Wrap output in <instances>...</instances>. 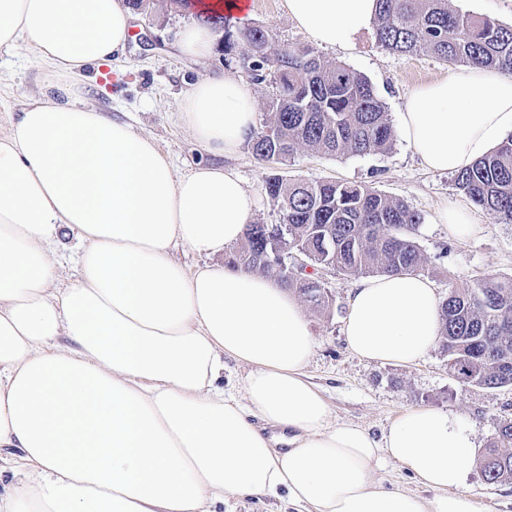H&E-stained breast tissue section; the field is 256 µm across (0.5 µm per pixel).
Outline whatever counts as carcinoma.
I'll return each mask as SVG.
<instances>
[{
    "mask_svg": "<svg viewBox=\"0 0 512 512\" xmlns=\"http://www.w3.org/2000/svg\"><path fill=\"white\" fill-rule=\"evenodd\" d=\"M378 3L376 37L383 48L512 74V26L462 14L448 0ZM199 19L224 31V56L243 45L242 64L274 76L277 95L270 119L249 138L259 162L282 163L301 145L332 157L391 150L388 114L363 75L321 61L308 47L279 45L260 25L235 29L226 16L209 13ZM454 185L497 222L512 224V136L455 173ZM264 188L280 206L279 224L246 225L227 264L271 275L315 308H327L329 295L314 275L287 276L267 262V254L297 249L312 265H331L353 277L413 273L422 265L412 237L422 217L399 199L362 185L279 174L267 177ZM440 316V346L457 379L512 387V277L488 275L451 286ZM482 472L490 483L512 481V421L498 427Z\"/></svg>",
    "mask_w": 512,
    "mask_h": 512,
    "instance_id": "1",
    "label": "carcinoma"
}]
</instances>
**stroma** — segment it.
Masks as SVG:
<instances>
[{"label":"stroma","instance_id":"stroma-1","mask_svg":"<svg viewBox=\"0 0 512 512\" xmlns=\"http://www.w3.org/2000/svg\"><path fill=\"white\" fill-rule=\"evenodd\" d=\"M281 3L253 0L252 23L267 29L278 43L313 47L323 60L345 64L366 77L386 106L394 145L386 153L337 158L300 146L286 163L276 165V173L305 181L364 184L418 211L422 222L414 238L423 256L419 273L433 283L438 298H446L450 286L462 280L485 275L511 277L512 224L497 223L477 206L473 213L479 222L478 232L450 237L439 213L467 203L468 198L456 189L452 174L424 169L402 136L400 114L409 95L422 84L454 73V66L426 54L389 52L377 44L371 31L358 37L347 51L312 46ZM195 20L193 12L173 0H152L148 11L136 12L126 48L112 61V73L77 89L87 104L153 138L179 175L211 159L182 118V105L199 80L230 75L249 81L260 128L277 92L272 76L254 80L236 62H225L221 53L202 61L183 57L177 47L179 32ZM45 83L44 74L32 67L26 45L0 50L1 132L7 129L11 114L20 112ZM220 162L234 169L256 194L254 223H278L279 207L263 187L267 170L254 159L250 147L242 146ZM318 278L328 290L330 305L323 311L305 310L315 340L306 373L326 399L334 420L361 426L378 436L407 410L435 408L460 418L472 431L478 454H485L499 424L512 419V388L460 383L448 370L447 355L436 345L418 362L407 365L358 357L348 349L343 335L354 278L327 266L319 267ZM466 488L479 512H512V483L487 482L480 463H473Z\"/></svg>","mask_w":512,"mask_h":512}]
</instances>
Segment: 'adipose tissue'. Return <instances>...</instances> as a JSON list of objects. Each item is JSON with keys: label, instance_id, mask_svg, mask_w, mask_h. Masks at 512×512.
Wrapping results in <instances>:
<instances>
[{"label": "adipose tissue", "instance_id": "obj_1", "mask_svg": "<svg viewBox=\"0 0 512 512\" xmlns=\"http://www.w3.org/2000/svg\"><path fill=\"white\" fill-rule=\"evenodd\" d=\"M323 48H349L377 0H283ZM121 0H0V49L26 42L65 96L41 91L0 132V449L26 473L0 512H218L229 496L287 497L300 512H478L464 486L471 431L431 408L382 437L336 424L305 368L314 339L274 278L221 263L189 272L185 245L224 253L257 197L230 168L175 175L145 135L73 92L123 51ZM210 152L251 136L255 101L233 77L199 82L183 106ZM402 135L431 171L455 173L512 134V76L473 65L423 84ZM79 244L77 282L55 287V249ZM431 282L379 275L352 288L343 332L361 358L412 364L441 333ZM68 346H60L59 337ZM248 365L244 399L225 358ZM288 431L285 449L262 424ZM403 465L431 499L383 488Z\"/></svg>", "mask_w": 512, "mask_h": 512}]
</instances>
